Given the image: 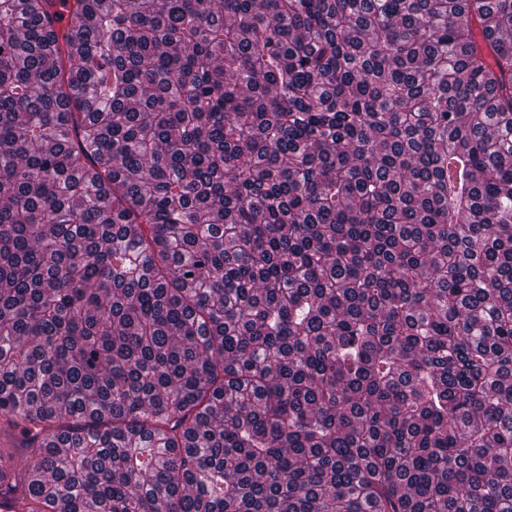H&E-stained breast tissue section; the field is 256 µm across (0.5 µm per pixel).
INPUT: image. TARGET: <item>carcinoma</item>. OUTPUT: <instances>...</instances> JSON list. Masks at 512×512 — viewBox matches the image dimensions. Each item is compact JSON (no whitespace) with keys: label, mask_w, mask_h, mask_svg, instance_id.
<instances>
[{"label":"carcinoma","mask_w":512,"mask_h":512,"mask_svg":"<svg viewBox=\"0 0 512 512\" xmlns=\"http://www.w3.org/2000/svg\"><path fill=\"white\" fill-rule=\"evenodd\" d=\"M47 4L0 0V509L512 512V0Z\"/></svg>","instance_id":"1"}]
</instances>
